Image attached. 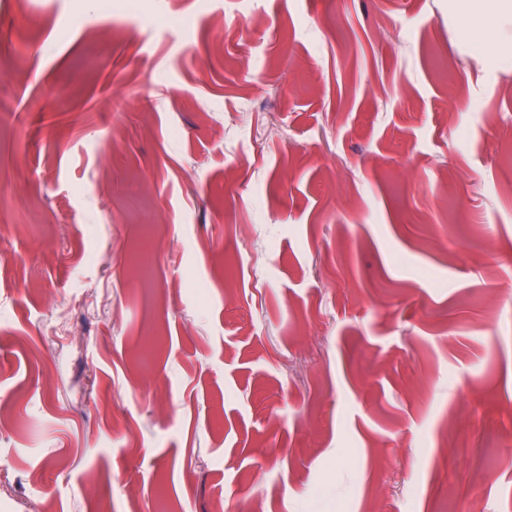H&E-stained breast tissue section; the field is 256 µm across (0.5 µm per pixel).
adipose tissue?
Listing matches in <instances>:
<instances>
[{"label": "adipose tissue", "mask_w": 512, "mask_h": 512, "mask_svg": "<svg viewBox=\"0 0 512 512\" xmlns=\"http://www.w3.org/2000/svg\"><path fill=\"white\" fill-rule=\"evenodd\" d=\"M449 9L462 23L463 42L488 64L502 63L512 46V0H450Z\"/></svg>", "instance_id": "1"}]
</instances>
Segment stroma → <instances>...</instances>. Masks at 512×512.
<instances>
[{
    "mask_svg": "<svg viewBox=\"0 0 512 512\" xmlns=\"http://www.w3.org/2000/svg\"><path fill=\"white\" fill-rule=\"evenodd\" d=\"M101 2L0 0V512H512V63L448 0Z\"/></svg>",
    "mask_w": 512,
    "mask_h": 512,
    "instance_id": "stroma-1",
    "label": "stroma"
}]
</instances>
